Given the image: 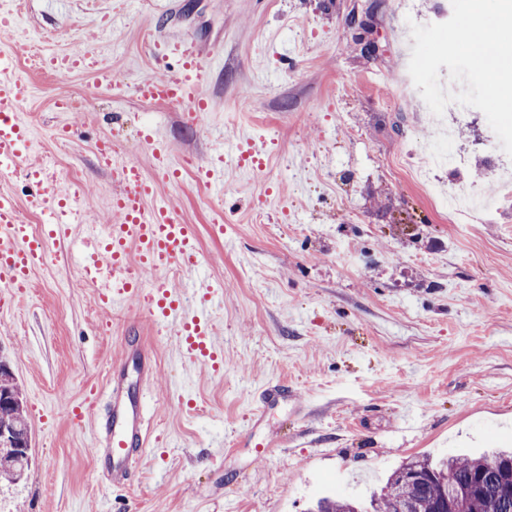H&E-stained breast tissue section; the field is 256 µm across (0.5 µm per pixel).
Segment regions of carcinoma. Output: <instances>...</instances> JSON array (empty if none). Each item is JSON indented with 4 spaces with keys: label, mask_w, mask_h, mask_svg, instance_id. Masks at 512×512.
Segmentation results:
<instances>
[{
    "label": "carcinoma",
    "mask_w": 512,
    "mask_h": 512,
    "mask_svg": "<svg viewBox=\"0 0 512 512\" xmlns=\"http://www.w3.org/2000/svg\"><path fill=\"white\" fill-rule=\"evenodd\" d=\"M20 420H27L24 408H0V427ZM414 469L428 479L410 478ZM450 477L457 488L448 487ZM405 504L414 506V512H512V451L412 459L393 470L369 499L323 497L311 512H398Z\"/></svg>",
    "instance_id": "obj_1"
}]
</instances>
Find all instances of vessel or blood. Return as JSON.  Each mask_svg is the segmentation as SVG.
Segmentation results:
<instances>
[{"label":"vessel or blood","mask_w":512,"mask_h":512,"mask_svg":"<svg viewBox=\"0 0 512 512\" xmlns=\"http://www.w3.org/2000/svg\"><path fill=\"white\" fill-rule=\"evenodd\" d=\"M175 69L155 77L140 79L134 92L142 100L156 103L183 104L187 118L202 124L208 103L202 93L210 72L221 56L217 50H204L195 41L175 43ZM13 56L0 52V167L8 168L21 158V146L28 136L27 128L19 123L17 112L28 100L27 82L8 76ZM46 69L62 73L74 70L97 71L106 83L117 81L118 75L102 67L98 58L86 49H74L64 54L44 57ZM98 159L114 167L123 185L112 198L110 209L114 221L83 268L84 280L97 283L103 309H110L119 299L136 302L147 316L158 324L167 325L174 333L181 351L195 361L218 362L212 336L209 308L219 291L202 282L182 279L179 286L161 282L143 288L141 274L178 266L191 271L198 262L196 239L190 225L178 218L174 208L157 199L153 182L148 181L139 166L132 161L115 163L108 143L98 145ZM25 175L32 187L26 206H19L11 193L0 191V283L15 293L30 288L34 270L48 262L49 239L68 232L77 223L73 197H58L49 190L48 176L43 167L30 165ZM49 213L51 221L41 241L30 239L27 226L20 217L22 208ZM193 288L196 310H188L185 288ZM135 358L134 368L113 367L104 388L109 396L106 415L95 426L91 453L101 472L112 484L123 485L134 473L138 460L148 445L149 427L141 390L154 371L152 359L142 347L127 343Z\"/></svg>","instance_id":"1"}]
</instances>
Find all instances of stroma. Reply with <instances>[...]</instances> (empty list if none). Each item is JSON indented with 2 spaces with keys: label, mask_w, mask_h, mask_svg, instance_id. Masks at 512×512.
<instances>
[{
  "label": "stroma",
  "mask_w": 512,
  "mask_h": 512,
  "mask_svg": "<svg viewBox=\"0 0 512 512\" xmlns=\"http://www.w3.org/2000/svg\"><path fill=\"white\" fill-rule=\"evenodd\" d=\"M433 2L167 0L163 15L149 0H10L16 28L0 49L32 86L18 112L30 134L23 165L43 164L58 193L79 180L84 221L51 242L26 294L0 290V345L34 457L20 486L0 489V512H307L324 495H369L373 476L414 457L512 448V209L451 217L429 201L420 176L448 174L429 161L420 103L398 93L412 48L403 20L433 23ZM152 33L221 48L205 125L130 90L113 106L94 73L41 64L79 45L134 82L156 73ZM61 94L74 111H57ZM485 120L447 111L441 124L455 130L459 177L491 193ZM67 124L76 132L59 139ZM146 129L171 160L201 164L247 134L264 165L226 160L220 193L193 170L165 181ZM99 138L192 225L199 276L224 285L212 314L223 370L189 362L169 329L129 304L100 309L82 281L79 255L111 223L119 188L98 164ZM129 336L155 365L150 436L117 490L89 448L105 374ZM277 381L292 400L258 414L260 389Z\"/></svg>",
  "instance_id": "stroma-1"
}]
</instances>
